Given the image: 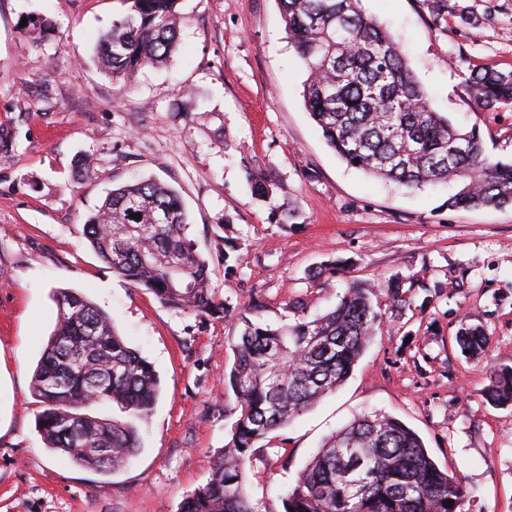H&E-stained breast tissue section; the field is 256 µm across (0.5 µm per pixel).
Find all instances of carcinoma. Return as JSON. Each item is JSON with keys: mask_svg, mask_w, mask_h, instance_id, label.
I'll return each mask as SVG.
<instances>
[{"mask_svg": "<svg viewBox=\"0 0 512 512\" xmlns=\"http://www.w3.org/2000/svg\"><path fill=\"white\" fill-rule=\"evenodd\" d=\"M123 10L98 42V61L115 80L164 63L177 46L178 0H117ZM298 58L307 69L304 105L324 139L348 166L408 189L456 179L452 208L512 207V164L493 162L476 130H462L433 110L391 36L365 14L361 0H278ZM482 109L512 108V71H478L466 81ZM141 219L131 218V214ZM185 206L169 186L141 179L112 189L83 224V237L112 273L164 305L213 321L228 315L211 286L209 261L189 239ZM389 308L411 306L403 281L384 285ZM378 288L353 281L336 306L313 318L290 308L293 324L257 320L251 300L228 337L233 364L227 384L235 417L207 482L180 512H260L246 489L257 443L340 387L384 323ZM56 327L34 372L42 404L37 426L47 448L103 472L141 448L137 423L153 410L159 377L128 346L112 317L82 294L55 296ZM470 355L487 351L478 325L456 335ZM489 398L512 404V367L490 369ZM116 405L126 418L85 413ZM463 483L441 471L422 440L398 420L364 415L334 432L282 498L283 512H461Z\"/></svg>", "mask_w": 512, "mask_h": 512, "instance_id": "cac0c4a2", "label": "carcinoma"}]
</instances>
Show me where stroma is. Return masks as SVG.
Here are the masks:
<instances>
[{
  "label": "stroma",
  "mask_w": 512,
  "mask_h": 512,
  "mask_svg": "<svg viewBox=\"0 0 512 512\" xmlns=\"http://www.w3.org/2000/svg\"><path fill=\"white\" fill-rule=\"evenodd\" d=\"M185 18L163 65L118 82L95 61L118 0H0V512H179L204 484L228 439L227 338L243 303L261 320L294 323L289 303L313 317L336 306L354 279H405L414 303L387 315L349 378L276 431L247 470L264 512L324 439L354 418L389 415L414 430L429 456L468 490L464 512H512V407L486 398L490 366L512 367V208L456 209L452 180L412 191L349 167L326 144L303 101L307 72L277 0H179ZM406 55L433 109L476 128L487 155L512 161V109L478 111L470 73L512 70V0H362ZM47 27L30 32L22 18ZM94 170L78 167L81 155ZM269 185L258 196L253 176ZM136 178L170 185L188 234L208 259L230 317L169 308L112 274L82 235L116 186ZM243 260L225 267L217 230ZM336 261L329 285L310 271ZM444 283L429 299L424 286ZM109 313L160 380L141 448L105 473L44 445L32 378L54 329L56 289ZM491 339L462 354L461 323Z\"/></svg>",
  "instance_id": "1"
}]
</instances>
